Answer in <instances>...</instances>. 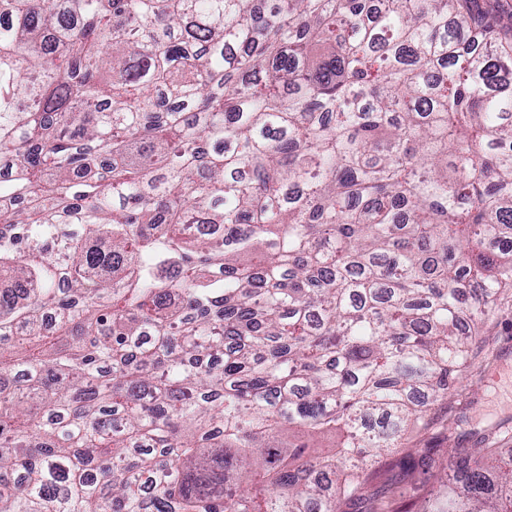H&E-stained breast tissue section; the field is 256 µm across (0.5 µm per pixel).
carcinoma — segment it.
<instances>
[{"mask_svg":"<svg viewBox=\"0 0 512 512\" xmlns=\"http://www.w3.org/2000/svg\"><path fill=\"white\" fill-rule=\"evenodd\" d=\"M260 2L0 0V512H336L512 315V10Z\"/></svg>","mask_w":512,"mask_h":512,"instance_id":"1","label":"carcinoma"}]
</instances>
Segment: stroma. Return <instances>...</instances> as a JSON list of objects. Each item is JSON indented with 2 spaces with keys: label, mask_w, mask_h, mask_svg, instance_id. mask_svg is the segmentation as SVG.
Returning <instances> with one entry per match:
<instances>
[{
  "label": "stroma",
  "mask_w": 512,
  "mask_h": 512,
  "mask_svg": "<svg viewBox=\"0 0 512 512\" xmlns=\"http://www.w3.org/2000/svg\"><path fill=\"white\" fill-rule=\"evenodd\" d=\"M510 367L512 317L504 315L490 321L487 341L474 345L448 403L369 469L370 498L338 503V512H427L452 468L454 449L488 447L493 434L502 455L512 454V400L494 379Z\"/></svg>",
  "instance_id": "35a3bbf8"
}]
</instances>
